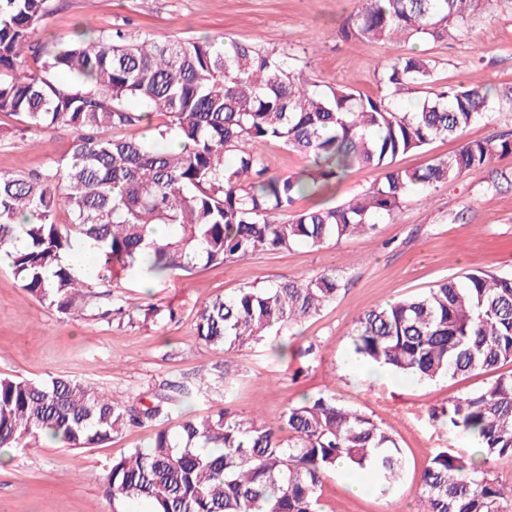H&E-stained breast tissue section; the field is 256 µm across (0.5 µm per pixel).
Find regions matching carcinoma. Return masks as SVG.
Masks as SVG:
<instances>
[{
  "mask_svg": "<svg viewBox=\"0 0 512 512\" xmlns=\"http://www.w3.org/2000/svg\"><path fill=\"white\" fill-rule=\"evenodd\" d=\"M359 2L341 34L373 44L445 41L490 0ZM48 14L49 0H0V113L36 135L65 126L75 138L35 174H0V251L24 290L68 317L109 324L114 313L130 323L174 317L153 303L100 308L80 267L65 260L74 252H94L99 280L109 282L190 273L298 244L318 248L375 230L378 217L415 189L428 193L512 152V137L463 139L492 109L512 112V86H444L411 109L398 107L400 91L437 81L435 63L421 53L386 60L376 96L349 85L323 92L294 73L288 53L237 40L158 41L108 28L40 47L32 38ZM156 115L163 121L148 138L117 133ZM448 137L461 140L452 155L414 170L394 166L399 155ZM271 141L309 165L269 173L260 146ZM356 165L378 173L368 190L342 205L296 208ZM156 224L170 229L163 241L152 238ZM342 286L331 270L218 295L197 313V338L223 352L249 346L275 326L318 314ZM352 346L363 360L420 380L512 363V275L475 271L372 306L356 318ZM228 375L215 364L196 391H223ZM174 410L166 396L127 406L69 377H0V448L22 451L41 436L66 448L103 447L126 427ZM431 416L478 447L469 456L453 448L432 455L419 477V512H512V485L487 468L494 457H512V375ZM342 463L386 488L400 479L403 456L370 417L318 393L288 405L275 425L217 403L112 460L103 481L113 500L148 502L152 512H320L319 490Z\"/></svg>",
  "mask_w": 512,
  "mask_h": 512,
  "instance_id": "obj_1",
  "label": "carcinoma"
}]
</instances>
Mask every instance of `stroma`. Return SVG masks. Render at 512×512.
Here are the masks:
<instances>
[{
	"label": "stroma",
	"mask_w": 512,
	"mask_h": 512,
	"mask_svg": "<svg viewBox=\"0 0 512 512\" xmlns=\"http://www.w3.org/2000/svg\"><path fill=\"white\" fill-rule=\"evenodd\" d=\"M356 0H51L44 34L69 39L80 23L120 27L154 39L227 37L268 51H288L296 71L320 87L351 84L378 91L377 73L390 57L423 53L435 60L439 85L512 83V0H493L452 39L410 40L369 46L343 39L340 29ZM74 138L61 127L34 137L15 117L0 113V173L28 175L69 149ZM336 270L345 285L319 314L290 329L293 350L275 357L268 342L223 353L195 338L199 309L243 285L310 277ZM482 270L512 275V153L496 156L440 185L432 195L411 193L375 232L322 247L298 245L263 251L238 262L174 273L143 291L138 280L104 283L97 301L131 296L141 304L172 307L174 320L90 324L59 315L21 286L9 264H0V375L47 380L68 375L105 390L122 404L166 394L171 383L191 385L199 368L227 362L234 369L227 395L181 399L177 417L201 416L228 400L239 417L278 422L302 395H335L394 436L404 472L390 489H351L354 474L324 481L323 512H413L419 475L440 448L469 454L473 440L432 418V408L489 383L477 372L454 379L419 381L393 372L361 374L351 348L354 321L371 306L422 295L443 279ZM155 426L130 428L102 448L81 451L43 437L22 455L0 450V512H148L147 505L115 502L102 478L112 459L145 447Z\"/></svg>",
	"instance_id": "stroma-1"
}]
</instances>
